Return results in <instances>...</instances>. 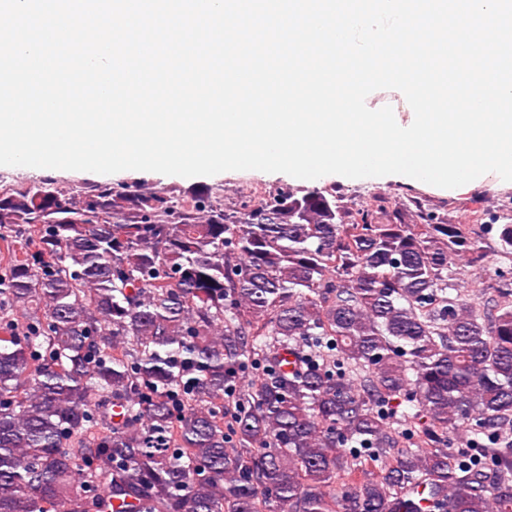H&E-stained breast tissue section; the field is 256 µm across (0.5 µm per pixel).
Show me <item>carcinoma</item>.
Instances as JSON below:
<instances>
[{
  "label": "carcinoma",
  "mask_w": 512,
  "mask_h": 512,
  "mask_svg": "<svg viewBox=\"0 0 512 512\" xmlns=\"http://www.w3.org/2000/svg\"><path fill=\"white\" fill-rule=\"evenodd\" d=\"M409 202L0 188V512H512V221ZM493 236L494 232H491L487 236L485 244H483L485 247L484 249L486 250L483 269H479L478 267H466L463 266L462 263L454 266L457 272L456 283H458L459 288L465 294L471 295V297L475 298L477 306L480 307L481 310L493 290V288H488V286L496 283L497 270L501 266L498 262V258L494 256V253L492 252Z\"/></svg>",
  "instance_id": "1"
}]
</instances>
